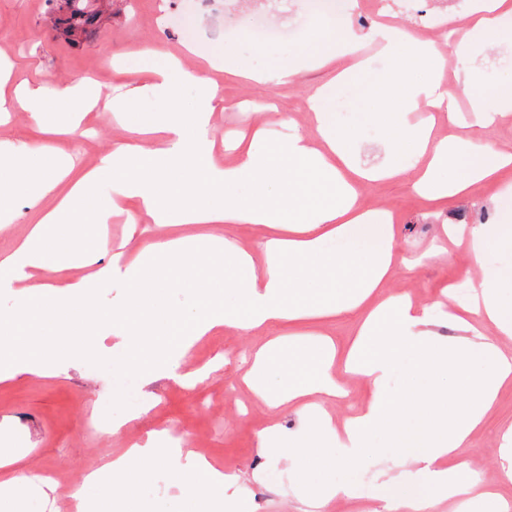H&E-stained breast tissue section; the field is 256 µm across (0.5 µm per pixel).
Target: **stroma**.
I'll return each mask as SVG.
<instances>
[{"label": "stroma", "mask_w": 512, "mask_h": 512, "mask_svg": "<svg viewBox=\"0 0 512 512\" xmlns=\"http://www.w3.org/2000/svg\"><path fill=\"white\" fill-rule=\"evenodd\" d=\"M304 7V0L286 5L280 0H213L210 10L196 11L193 17L198 32L195 55L211 60L230 52L256 65L288 61L305 35L299 26ZM183 8L184 0H115L98 29L75 45L56 29L55 7L47 0H0V51H6L19 75L37 84L97 77L99 103L83 129L69 138L76 169L96 166L111 150L113 138L121 134L124 115L112 109L115 95L128 74L146 79L159 64L158 59L143 56L144 46L159 43L172 53L185 47ZM467 8L466 0H337L340 15H353L359 31L372 27L378 14L385 13L397 24L416 30L425 16H432L431 28L438 33L448 12ZM255 14L287 25L293 37L279 44L253 41L248 22ZM328 78V71L310 65L286 85L223 78L225 99L239 102L240 107L215 112L211 123L216 154L234 162L235 134L253 121L255 110L268 103L293 117L301 132H311L310 88ZM346 100L349 114L337 117L336 127L354 133L356 162L372 167L390 161L386 131L380 123L366 120L359 90H350ZM362 196L367 207L393 212L394 251L401 256L422 254L445 224H512V171L494 183L476 186L465 199L433 201L412 193L401 179L364 187ZM100 236L110 248L125 240L131 247L143 248L152 242L154 230L150 223L131 226L115 215L101 228ZM473 273L462 255L447 261L427 260L409 273L394 270L389 290L427 304L440 298L445 285L469 281ZM95 340L106 352L81 370L49 377L21 375L0 383V448L24 450L42 471L79 477L100 468L132 443H146L147 431H176L187 448L205 453L217 468L246 476L241 512H305L292 461L264 454L257 445L259 431L272 425L296 430L298 416L290 408L270 410L244 383L253 336L223 331L198 341L186 369L208 365L219 357L224 364L192 389L167 378L143 385L136 376L113 367L112 358L121 348L115 331L96 329ZM92 418L105 422L124 418L128 424L117 434H94L87 429ZM511 424L509 387L501 392L469 446L460 451L461 460L483 480L497 479V435ZM256 469L262 472V482L249 480ZM413 472L412 464L400 459L390 472V483L385 484L371 464L338 467L333 478L346 485L351 495L333 501L327 512H367L377 498L421 493ZM135 507L137 512H185L187 499L172 487L167 469L158 466L139 485Z\"/></svg>", "instance_id": "stroma-1"}]
</instances>
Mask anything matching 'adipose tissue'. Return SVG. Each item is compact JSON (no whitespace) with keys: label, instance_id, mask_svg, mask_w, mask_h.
Masks as SVG:
<instances>
[{"label":"adipose tissue","instance_id":"adipose-tissue-1","mask_svg":"<svg viewBox=\"0 0 512 512\" xmlns=\"http://www.w3.org/2000/svg\"><path fill=\"white\" fill-rule=\"evenodd\" d=\"M512 17V0H473L463 13H449V33L419 39L412 32L385 23L368 36L344 25L339 41H330L329 23L317 24L318 42L303 43L299 59L266 70L234 62L235 74L257 82L285 85L309 61L334 70L333 77L315 87L309 97L312 134L300 132L285 113L257 120L250 135L236 143L237 155L227 166L215 155L211 119L227 109L215 74L221 62L191 65L161 54L154 45L145 54L164 55L162 67L143 82L140 97L155 98L149 113L135 111L124 101L129 117L123 137L111 151L81 174H73L68 136L98 102L87 79L66 80L52 87L15 82L10 66L0 62V112H24L30 124L52 134L48 146L22 147L0 156V209L34 196L49 205L38 216L26 239L0 258V293H14L20 304L0 314V382L19 375H53L97 357L91 341L103 324L120 330L123 347L117 365L138 373L142 381L172 378L190 386L204 372H181L194 343L221 331L264 337L252 354L245 382L267 406L295 409L297 431L271 426L259 435L263 451L296 456L298 483L308 489L306 502L323 512L333 500L346 496L330 472L336 449L348 458L366 461L377 453L372 436L417 466L429 494L401 501L385 499L373 512H429L446 503L465 502L478 512H512L500 486L512 485V426L498 436V482L486 484L467 463L456 461L460 448L481 426L501 388L512 382V225L446 224L444 245L433 257L445 260L458 249L477 274L470 281V301L462 307L444 300L419 304L406 296L384 295L393 268L411 269L410 260L396 258L393 226L387 211L361 203L364 183L406 179L419 194L434 199L470 195L474 185L494 181L512 167V153L496 149L482 131L512 116V82L480 81L473 65L474 32L492 43L512 41L503 21ZM374 42L384 62L367 94L368 114L383 122L391 135L394 162L363 169L354 163L350 137L336 127L334 112L339 89L366 73L365 42ZM472 96V120L465 134L442 136L433 125L416 123L420 107L444 113L458 125L460 108L444 80L447 65ZM419 68L423 81L410 82ZM198 89L192 111H179L171 96L178 85ZM278 136H271V125ZM412 154V164L399 156ZM112 180L115 196L98 191ZM281 191L272 195L270 184ZM249 187L241 197V187ZM127 223L150 219L155 237L143 251L113 253L106 264L94 265L90 229L107 223L112 213ZM250 224L253 242L228 241L212 234L172 235L180 224ZM340 238L343 247L330 252L325 242ZM87 275H80V268ZM125 289L113 309L96 307L99 289L114 283ZM189 289L196 299L188 319L142 304L171 287ZM233 291L234 306L223 303ZM352 316L360 339L346 357V374L359 378L371 396L366 408L335 426L328 401L345 397L332 366L336 345L331 337L281 343L283 323L303 319L330 320ZM459 332L451 341L438 339L439 321ZM494 336H486V329ZM407 364L411 385L390 388L388 379L399 364ZM279 387L270 390V376ZM164 465L172 482L190 492V512H239L235 489L239 477L216 468L208 459L167 440L154 446L132 445L101 469L84 478L74 493L78 512H133V491ZM0 499L13 512H26L30 494L39 491L36 466L11 451L0 452ZM127 490L113 498L112 485ZM98 488L97 496L85 488Z\"/></svg>","mask_w":512,"mask_h":512}]
</instances>
